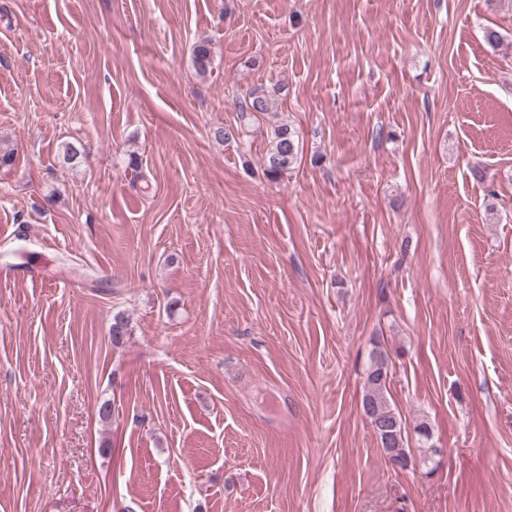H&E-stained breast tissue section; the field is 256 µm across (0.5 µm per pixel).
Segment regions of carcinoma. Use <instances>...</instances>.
<instances>
[{
    "instance_id": "1",
    "label": "carcinoma",
    "mask_w": 512,
    "mask_h": 512,
    "mask_svg": "<svg viewBox=\"0 0 512 512\" xmlns=\"http://www.w3.org/2000/svg\"><path fill=\"white\" fill-rule=\"evenodd\" d=\"M191 62L196 73L205 77L213 70V53L206 39L196 41L191 48ZM271 95L260 89L252 90L247 96L236 100L240 131L230 130L219 132L224 139H232L245 134L255 114L267 112L271 108ZM269 148L263 157V174L271 181H278L294 169L299 154V138L296 131L286 124L272 127L267 134ZM85 155L84 149L73 143L62 146L61 161L71 167L77 166ZM129 321L124 313L118 311L112 316L110 336L112 344H123L128 335ZM391 376V359L381 343H376L370 353V363L363 385L361 407L390 463L395 464L401 459L420 456L423 464L432 462V455L437 449L428 444L431 430L427 422L420 421L414 427L417 435L419 454H414L409 445L406 423L400 412L390 401L389 383Z\"/></svg>"
}]
</instances>
